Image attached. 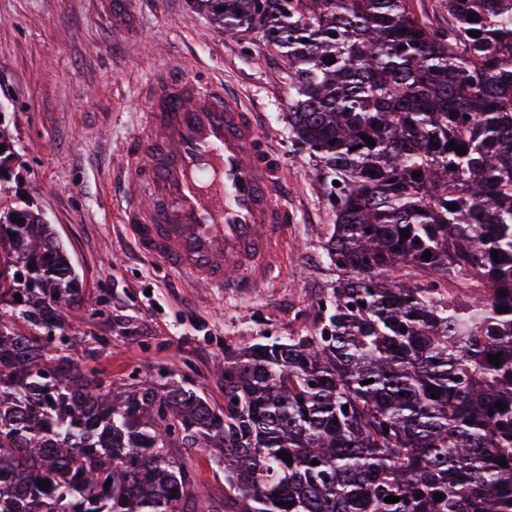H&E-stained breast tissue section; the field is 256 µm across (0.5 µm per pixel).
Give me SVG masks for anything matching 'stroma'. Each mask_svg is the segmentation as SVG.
I'll list each match as a JSON object with an SVG mask.
<instances>
[{"label":"stroma","instance_id":"obj_1","mask_svg":"<svg viewBox=\"0 0 512 512\" xmlns=\"http://www.w3.org/2000/svg\"><path fill=\"white\" fill-rule=\"evenodd\" d=\"M199 64L256 112L288 183L294 222L275 277L248 295L195 285L142 257L112 204L108 175L143 127L138 105L152 79ZM288 96L280 54L226 38L190 0H0V109L20 163L0 206L33 201L78 270L83 366L105 379L173 372L220 405L225 356L313 328L336 280L322 248L335 216L288 132Z\"/></svg>","mask_w":512,"mask_h":512}]
</instances>
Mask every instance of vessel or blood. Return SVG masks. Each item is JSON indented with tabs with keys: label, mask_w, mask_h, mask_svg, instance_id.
<instances>
[{
	"label": "vessel or blood",
	"mask_w": 512,
	"mask_h": 512,
	"mask_svg": "<svg viewBox=\"0 0 512 512\" xmlns=\"http://www.w3.org/2000/svg\"><path fill=\"white\" fill-rule=\"evenodd\" d=\"M143 106L145 130L112 173L138 252L228 295L266 287L289 215L281 161L254 113L187 73L154 80Z\"/></svg>",
	"instance_id": "obj_1"
}]
</instances>
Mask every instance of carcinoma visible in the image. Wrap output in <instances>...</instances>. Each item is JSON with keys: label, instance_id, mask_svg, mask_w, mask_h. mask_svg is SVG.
I'll return each mask as SVG.
<instances>
[{"label": "carcinoma", "instance_id": "cac0c4a2", "mask_svg": "<svg viewBox=\"0 0 512 512\" xmlns=\"http://www.w3.org/2000/svg\"><path fill=\"white\" fill-rule=\"evenodd\" d=\"M196 4L284 59L336 284L313 330L224 361L221 408L174 374L83 368L66 248L30 206L0 209V512H512V0H438L444 28L414 0ZM176 455L180 453L189 461L199 483L204 486L211 495L224 498V469L214 463L208 453L204 451H192L191 455L185 453L182 448L173 449Z\"/></svg>", "mask_w": 512, "mask_h": 512}]
</instances>
